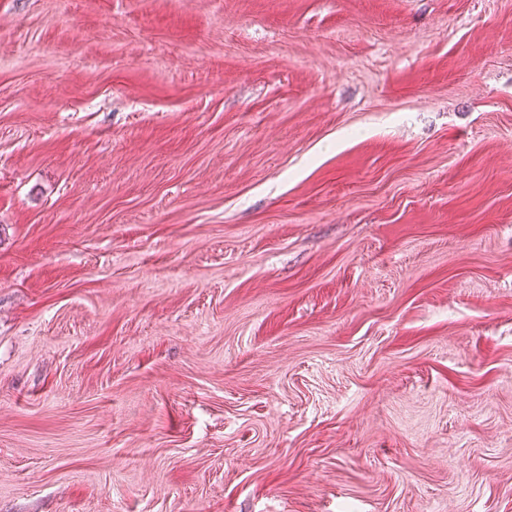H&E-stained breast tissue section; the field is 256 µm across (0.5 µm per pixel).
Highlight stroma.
Returning <instances> with one entry per match:
<instances>
[{"instance_id":"1","label":"stroma","mask_w":512,"mask_h":512,"mask_svg":"<svg viewBox=\"0 0 512 512\" xmlns=\"http://www.w3.org/2000/svg\"><path fill=\"white\" fill-rule=\"evenodd\" d=\"M0 512H512V0H0Z\"/></svg>"}]
</instances>
